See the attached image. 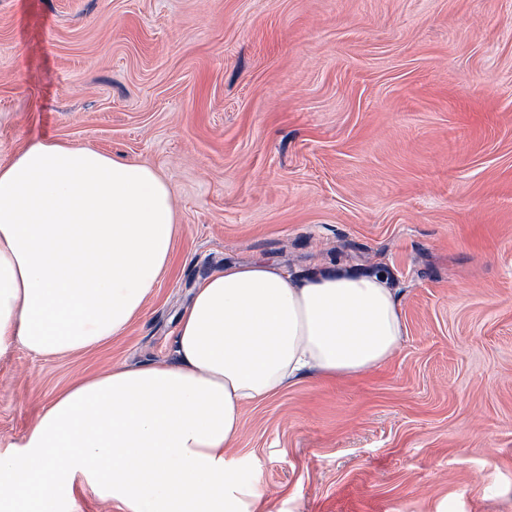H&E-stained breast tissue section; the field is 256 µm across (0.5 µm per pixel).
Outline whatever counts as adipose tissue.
<instances>
[{
	"instance_id": "obj_1",
	"label": "adipose tissue",
	"mask_w": 512,
	"mask_h": 512,
	"mask_svg": "<svg viewBox=\"0 0 512 512\" xmlns=\"http://www.w3.org/2000/svg\"><path fill=\"white\" fill-rule=\"evenodd\" d=\"M178 233L169 183L144 164L44 142L0 167V356L72 355L123 336ZM404 336L381 273L228 263L198 282L172 362L75 380L0 450V512H62L79 485L120 512H264L230 457L242 413L300 379L392 358Z\"/></svg>"
}]
</instances>
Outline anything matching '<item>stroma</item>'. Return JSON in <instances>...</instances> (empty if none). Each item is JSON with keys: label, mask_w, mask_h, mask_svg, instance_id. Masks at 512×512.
<instances>
[{"label": "stroma", "mask_w": 512, "mask_h": 512, "mask_svg": "<svg viewBox=\"0 0 512 512\" xmlns=\"http://www.w3.org/2000/svg\"><path fill=\"white\" fill-rule=\"evenodd\" d=\"M158 171L180 232L127 334L0 359V442L75 378L173 358L228 262L383 270L389 361L243 410L267 512H512V0H0V167Z\"/></svg>", "instance_id": "1"}]
</instances>
